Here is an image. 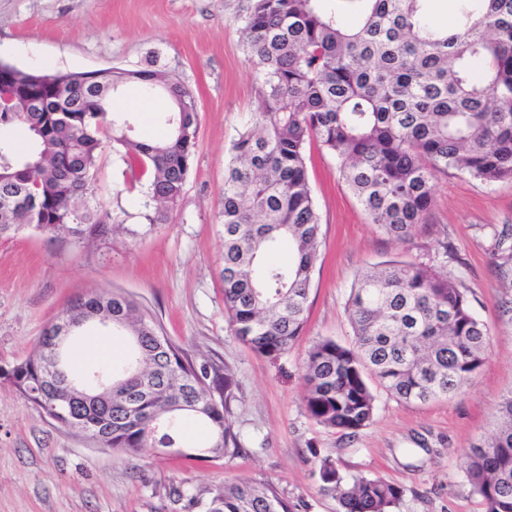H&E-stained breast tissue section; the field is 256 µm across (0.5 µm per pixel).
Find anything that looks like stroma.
<instances>
[{
  "instance_id": "1",
  "label": "stroma",
  "mask_w": 512,
  "mask_h": 512,
  "mask_svg": "<svg viewBox=\"0 0 512 512\" xmlns=\"http://www.w3.org/2000/svg\"><path fill=\"white\" fill-rule=\"evenodd\" d=\"M251 0H0V62L39 73L88 72L155 63L194 93L195 157L168 223L145 218L147 179H135L111 146L97 163L90 207L108 214V236L77 241L25 229L0 239V368L33 349L70 300L98 290L129 294L166 336L196 359L230 370L228 419L243 454L196 460L144 449L105 452L59 428L0 381V512H181L171 488L186 493L227 481L271 483L309 512H338L319 491L318 464L331 457L350 477L401 486L394 512H482L465 476L467 454L487 435L512 390V181L486 184L454 169L433 182L432 232L402 243L383 235L318 144L306 149L322 247L312 275L308 318L278 360L256 355L224 311V176L228 148L260 109L258 69L239 28ZM125 88L120 106L139 136L155 133L163 99ZM446 240L447 253L436 242ZM386 260L446 265L490 329L489 359L466 395L426 405L375 388L374 415L346 439L304 409L309 347L353 340L347 302L360 272Z\"/></svg>"
}]
</instances>
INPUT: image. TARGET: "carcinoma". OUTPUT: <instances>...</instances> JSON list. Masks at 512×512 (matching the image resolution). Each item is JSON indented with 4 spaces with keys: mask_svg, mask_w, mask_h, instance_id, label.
I'll return each instance as SVG.
<instances>
[{
    "mask_svg": "<svg viewBox=\"0 0 512 512\" xmlns=\"http://www.w3.org/2000/svg\"><path fill=\"white\" fill-rule=\"evenodd\" d=\"M253 0L241 27L256 61L262 110L228 150L224 178V310L231 330L256 354L275 360L301 336L311 275L322 244L308 180L306 147L316 141L336 157L348 189L371 223L407 241L426 227L436 173L460 170L485 183L512 180V0H460L456 22L434 23L428 0ZM356 22L349 24L346 18ZM135 86L169 103L166 132L141 139L114 94ZM50 99L27 112L0 107V129L19 125L24 143L0 140V238L31 227L78 240L110 231L86 204L103 138L130 170L149 174L151 224H164L182 196L197 146L193 92L175 75L115 67L112 90ZM288 248L286 265L269 255ZM348 310L354 342L316 341L304 363L307 415L351 439L373 417L369 381L405 403L427 404L466 393L486 365L491 333L466 290L448 272L406 261L367 267ZM112 316L128 339L112 379V399L77 406L68 426L91 434L105 415L112 431L97 448L137 456L161 445L207 459L237 455L241 438L227 418L233 379L219 365L189 358L128 295L97 291L66 317ZM48 326L33 351L1 373L28 404L60 409L71 376L70 346L52 364ZM465 474L483 512H512V391L495 426L474 444ZM320 491L339 512H391L404 490L382 477L344 479L330 457L319 462ZM184 512H301L270 483L226 482L185 494Z\"/></svg>",
    "mask_w": 512,
    "mask_h": 512,
    "instance_id": "carcinoma-1",
    "label": "carcinoma"
}]
</instances>
